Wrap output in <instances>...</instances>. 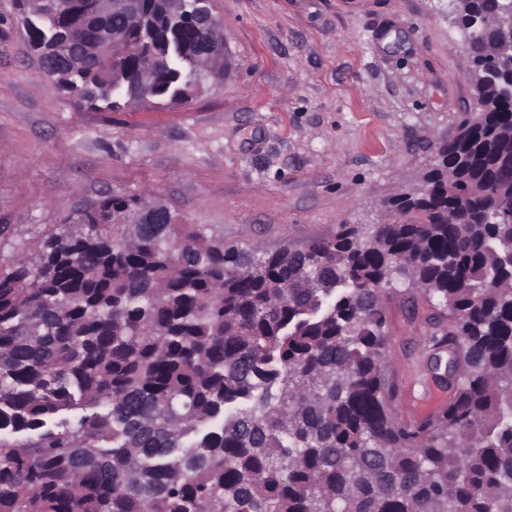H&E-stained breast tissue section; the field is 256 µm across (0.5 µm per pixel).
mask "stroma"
Segmentation results:
<instances>
[{
  "instance_id": "obj_1",
  "label": "stroma",
  "mask_w": 512,
  "mask_h": 512,
  "mask_svg": "<svg viewBox=\"0 0 512 512\" xmlns=\"http://www.w3.org/2000/svg\"><path fill=\"white\" fill-rule=\"evenodd\" d=\"M230 65L191 102L116 112L51 88L0 0V224L31 242L110 192L261 251L386 220L473 107L463 33L439 0H211ZM386 371L412 422L448 400L429 307L387 301Z\"/></svg>"
}]
</instances>
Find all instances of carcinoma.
I'll list each match as a JSON object with an SVG mask.
<instances>
[{"mask_svg": "<svg viewBox=\"0 0 512 512\" xmlns=\"http://www.w3.org/2000/svg\"><path fill=\"white\" fill-rule=\"evenodd\" d=\"M50 86L182 104L197 0H13ZM512 0H448L479 106L393 217L257 253L112 192L0 257V512H512ZM146 56L152 80L139 85ZM420 294L448 404L407 423L384 295Z\"/></svg>", "mask_w": 512, "mask_h": 512, "instance_id": "carcinoma-1", "label": "carcinoma"}]
</instances>
